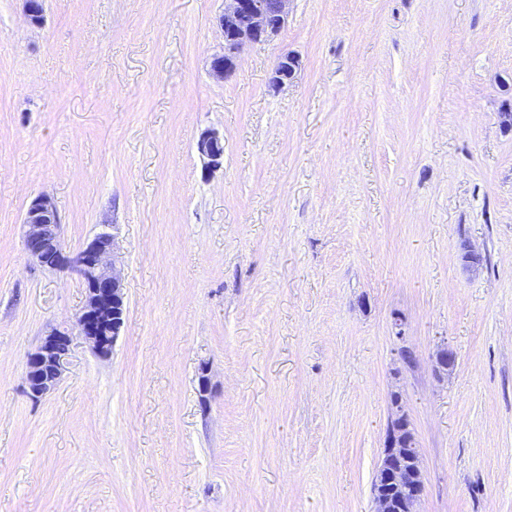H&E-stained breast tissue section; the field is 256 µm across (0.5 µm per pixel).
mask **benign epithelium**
I'll use <instances>...</instances> for the list:
<instances>
[{
	"mask_svg": "<svg viewBox=\"0 0 512 512\" xmlns=\"http://www.w3.org/2000/svg\"><path fill=\"white\" fill-rule=\"evenodd\" d=\"M290 0H224L218 18L223 35L222 51L213 55L210 73L223 80L235 70L243 49L278 35L285 26ZM297 67L294 56L279 59L271 84L280 88L290 80ZM197 150L209 163L217 166L224 159V137L211 130L197 141ZM23 245L27 256L39 265L52 269L77 271L86 283V301L76 317V329L94 354L106 358L125 321L127 304L121 281L110 262L113 237L101 233L81 251L66 250L61 237V219L54 202L37 196L24 214ZM72 334L52 330L35 351L29 353L25 379L29 395L38 399L58 385L71 354ZM412 433L404 406L391 408L382 457L375 473L373 512H416L425 492V478L418 457L410 455L405 437Z\"/></svg>",
	"mask_w": 512,
	"mask_h": 512,
	"instance_id": "benign-epithelium-1",
	"label": "benign epithelium"
}]
</instances>
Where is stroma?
Returning <instances> with one entry per match:
<instances>
[{
    "label": "stroma",
    "instance_id": "1",
    "mask_svg": "<svg viewBox=\"0 0 512 512\" xmlns=\"http://www.w3.org/2000/svg\"><path fill=\"white\" fill-rule=\"evenodd\" d=\"M223 9L0 0V512H372L395 393L418 512H512V0H291L219 81ZM40 195L127 314L35 401L86 299L24 250ZM196 146L199 154L208 159V163L217 166L223 161L224 137L219 132H205L200 136ZM71 343L70 332L53 329L27 355L25 379L32 398H41L56 388L68 364Z\"/></svg>",
    "mask_w": 512,
    "mask_h": 512
}]
</instances>
